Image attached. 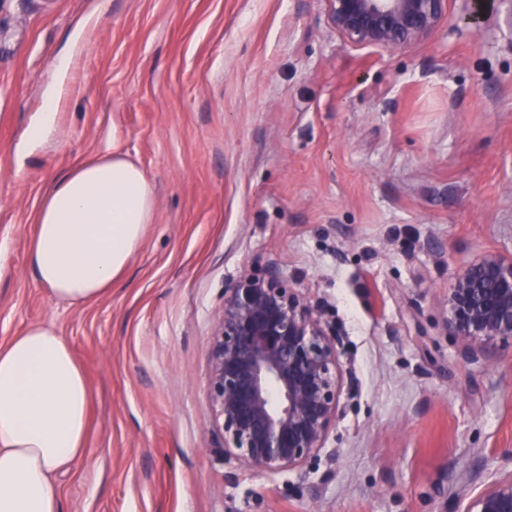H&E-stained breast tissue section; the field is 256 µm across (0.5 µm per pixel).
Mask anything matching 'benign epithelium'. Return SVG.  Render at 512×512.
Returning a JSON list of instances; mask_svg holds the SVG:
<instances>
[{
  "label": "benign epithelium",
  "mask_w": 512,
  "mask_h": 512,
  "mask_svg": "<svg viewBox=\"0 0 512 512\" xmlns=\"http://www.w3.org/2000/svg\"><path fill=\"white\" fill-rule=\"evenodd\" d=\"M324 2L331 28L353 47L394 54L431 37L452 0ZM446 328L463 365L512 347V255L485 252L457 271ZM208 355L222 461L269 479L301 474L317 459L357 388L325 302L293 287L274 261L251 263L224 287ZM462 512H512V475Z\"/></svg>",
  "instance_id": "1"
}]
</instances>
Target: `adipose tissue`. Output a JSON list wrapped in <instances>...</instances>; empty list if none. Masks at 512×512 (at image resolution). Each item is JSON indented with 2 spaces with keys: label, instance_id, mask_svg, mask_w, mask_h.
<instances>
[{
  "label": "adipose tissue",
  "instance_id": "ef3b65f1",
  "mask_svg": "<svg viewBox=\"0 0 512 512\" xmlns=\"http://www.w3.org/2000/svg\"><path fill=\"white\" fill-rule=\"evenodd\" d=\"M155 191L120 151L55 175L28 260L60 302L109 295L154 223ZM88 377L54 327L0 346V512H61L57 477L90 455Z\"/></svg>",
  "mask_w": 512,
  "mask_h": 512
}]
</instances>
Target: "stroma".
<instances>
[{
    "instance_id": "obj_1",
    "label": "stroma",
    "mask_w": 512,
    "mask_h": 512,
    "mask_svg": "<svg viewBox=\"0 0 512 512\" xmlns=\"http://www.w3.org/2000/svg\"><path fill=\"white\" fill-rule=\"evenodd\" d=\"M465 7L381 55L324 0H0V345L53 326L91 388L61 512H462L512 475V350L463 366L446 330L456 271L512 255V0L475 26ZM115 149L155 222L111 294L70 307L29 264L34 217ZM256 260L326 300L359 381L305 479L214 453L208 342Z\"/></svg>"
}]
</instances>
